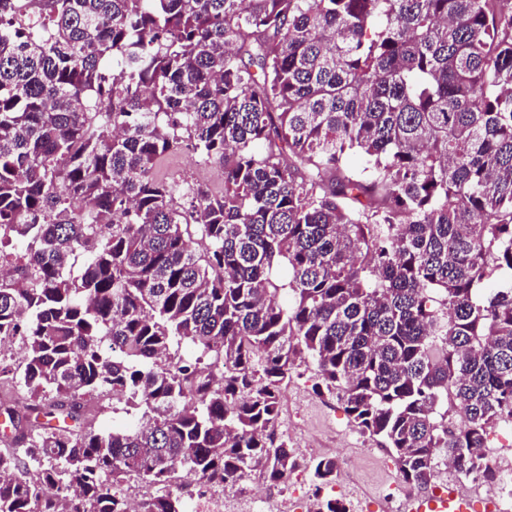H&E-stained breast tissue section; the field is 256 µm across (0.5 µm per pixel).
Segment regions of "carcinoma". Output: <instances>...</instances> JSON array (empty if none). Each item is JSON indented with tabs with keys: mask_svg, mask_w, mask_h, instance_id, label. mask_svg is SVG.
I'll return each instance as SVG.
<instances>
[{
	"mask_svg": "<svg viewBox=\"0 0 512 512\" xmlns=\"http://www.w3.org/2000/svg\"><path fill=\"white\" fill-rule=\"evenodd\" d=\"M505 2L0 0V339L23 344L0 386L25 393L0 396V512H130L131 478L161 490L135 512H185L179 466L283 481L280 390L306 358L405 483L444 461L500 481ZM183 150L221 193L154 175ZM103 397L136 423L97 429Z\"/></svg>",
	"mask_w": 512,
	"mask_h": 512,
	"instance_id": "carcinoma-1",
	"label": "carcinoma"
}]
</instances>
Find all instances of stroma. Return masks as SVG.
Here are the masks:
<instances>
[{"label":"stroma","instance_id":"35a3bbf8","mask_svg":"<svg viewBox=\"0 0 512 512\" xmlns=\"http://www.w3.org/2000/svg\"><path fill=\"white\" fill-rule=\"evenodd\" d=\"M217 172V167L199 163L185 151L166 156L155 168L158 177L203 183L215 192L224 188ZM299 372V377L282 387L279 429L301 457L336 458L339 475L334 485L320 490L306 472H295V479L306 491H317L319 499L341 501L348 512H358L364 501L371 512H411L419 490L404 487L398 499L384 495L387 486L399 478L392 455L358 431L340 401L315 390L317 375L311 362H302Z\"/></svg>","mask_w":512,"mask_h":512}]
</instances>
